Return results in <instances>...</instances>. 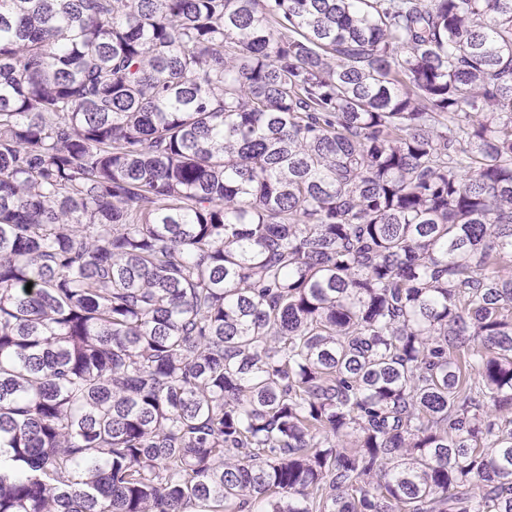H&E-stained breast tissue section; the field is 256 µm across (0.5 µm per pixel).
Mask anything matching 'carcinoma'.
I'll use <instances>...</instances> for the list:
<instances>
[{
  "instance_id": "cac0c4a2",
  "label": "carcinoma",
  "mask_w": 512,
  "mask_h": 512,
  "mask_svg": "<svg viewBox=\"0 0 512 512\" xmlns=\"http://www.w3.org/2000/svg\"><path fill=\"white\" fill-rule=\"evenodd\" d=\"M0 512H512V0H0Z\"/></svg>"
}]
</instances>
